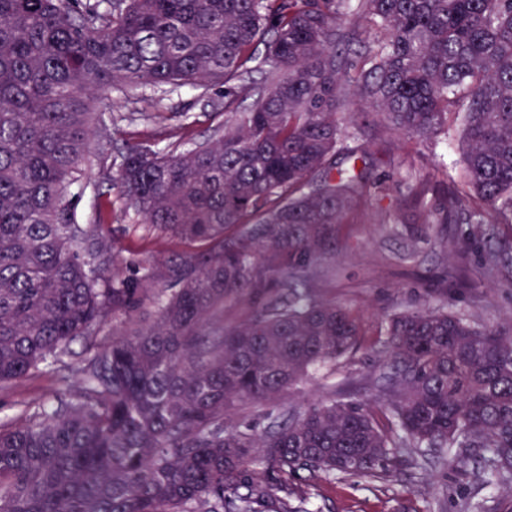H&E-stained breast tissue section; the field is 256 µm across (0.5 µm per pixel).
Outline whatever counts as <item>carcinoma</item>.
Here are the masks:
<instances>
[{
  "label": "carcinoma",
  "instance_id": "1",
  "mask_svg": "<svg viewBox=\"0 0 512 512\" xmlns=\"http://www.w3.org/2000/svg\"><path fill=\"white\" fill-rule=\"evenodd\" d=\"M356 17L376 34L353 59ZM188 84L224 121L182 152L128 144L125 209L202 252L145 279L76 222L71 187L112 143V87ZM390 129L457 144L447 212L512 228V0H0V392L61 364L65 394L0 423V512H306V472L371 475L408 448L512 479V330L386 316L385 404L324 400L261 435L227 425L354 352L361 324L317 285L336 225L377 199L348 90ZM254 97L250 107L242 101ZM428 211L409 188L397 204ZM157 284L146 288L143 281ZM248 314L232 326L224 312ZM122 317L112 341L103 326ZM84 351L76 363L71 344Z\"/></svg>",
  "mask_w": 512,
  "mask_h": 512
}]
</instances>
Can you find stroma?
Masks as SVG:
<instances>
[{
	"instance_id": "1",
	"label": "stroma",
	"mask_w": 512,
	"mask_h": 512,
	"mask_svg": "<svg viewBox=\"0 0 512 512\" xmlns=\"http://www.w3.org/2000/svg\"><path fill=\"white\" fill-rule=\"evenodd\" d=\"M219 96L218 89L204 93L189 86L113 91L112 107L103 113L104 120L112 124L113 151L92 157L85 175L71 191L79 223H93L100 209L111 208L112 219L102 231L111 240L117 267L124 274L144 276L152 266L180 257L190 246L157 235L148 225L125 215L117 189L99 181V169L119 163L118 151L128 144L168 151L184 150L204 140L220 121L210 107ZM153 112L166 113L165 132H157L147 121V114ZM356 122L361 128L359 142L369 155L368 177L377 185L382 200L337 225L327 257L336 267V278L322 284L321 295L358 314L360 344L336 367L287 390L277 401L239 403L234 410L236 424L258 433L288 406L300 410L326 399L380 403L377 379L382 320L404 308L434 307L439 292H447L450 311L477 324L512 326V275H492L484 269V242H476L467 258L459 259L456 242L468 227L443 223L439 210L430 217L436 225V239L413 242L409 227L419 221L416 210L393 206L406 192L405 179L423 188L435 187L444 166L458 156L455 146L421 142L362 115ZM397 157L406 158V167L394 166ZM61 390L56 368L45 367L18 382L10 394L0 396V422L17 421L25 403L54 399ZM309 493L308 512H465L469 501L481 503L483 512H512V484L491 487L472 473L442 468L427 450L417 455L415 465L384 476L315 478Z\"/></svg>"
}]
</instances>
